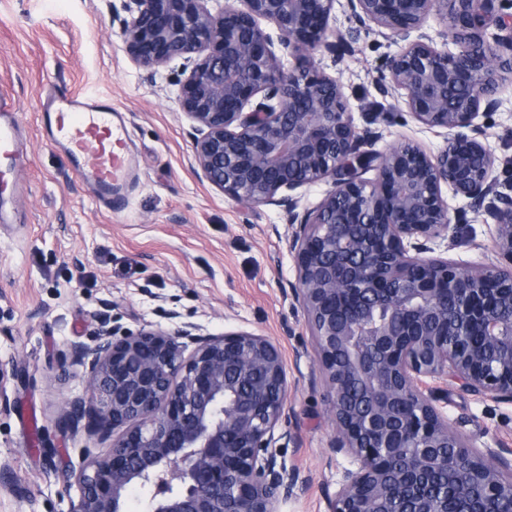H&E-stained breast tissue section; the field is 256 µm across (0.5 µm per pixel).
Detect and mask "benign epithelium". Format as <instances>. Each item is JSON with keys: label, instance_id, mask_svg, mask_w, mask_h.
I'll use <instances>...</instances> for the list:
<instances>
[{"label": "benign epithelium", "instance_id": "1", "mask_svg": "<svg viewBox=\"0 0 512 512\" xmlns=\"http://www.w3.org/2000/svg\"><path fill=\"white\" fill-rule=\"evenodd\" d=\"M119 2L124 49L147 77L182 60L175 102L200 175L236 201L280 208L292 228L293 292L317 340L332 450L352 462L330 512H394L399 500L403 512H512V461L477 451L440 410L450 381L512 404V184L499 182L475 124L499 106L482 87L512 77L505 0H345L356 27L334 41L335 0ZM434 10L453 51L423 31ZM263 21L300 59H337L361 28L399 39L383 92L405 91L417 122L446 131V148L372 150L379 133L356 127L336 78L288 67ZM326 179L331 190L299 212L298 190ZM444 184L494 220L496 261L434 255L436 240L452 246ZM70 358L85 393L61 402L58 428L85 421L112 435L106 453L62 472L79 490L70 512H125L132 486L149 512H277L294 495L298 475L277 464L274 437L287 374L268 337L105 322ZM450 472L451 489L429 490Z\"/></svg>", "mask_w": 512, "mask_h": 512}]
</instances>
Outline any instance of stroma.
Instances as JSON below:
<instances>
[{
	"label": "stroma",
	"mask_w": 512,
	"mask_h": 512,
	"mask_svg": "<svg viewBox=\"0 0 512 512\" xmlns=\"http://www.w3.org/2000/svg\"><path fill=\"white\" fill-rule=\"evenodd\" d=\"M122 23L108 0H0V91L23 123L28 166L22 194L0 188L7 223L0 224V367L10 406L0 411V512H68L77 488L61 470L108 441L55 426L64 398L82 395L72 345H95L101 316L124 327H172L170 312L206 332L246 330L281 349L288 379L285 413L275 429L279 463L301 488L278 512H329L350 462L334 454L335 426L318 348L291 286L297 268L292 229L273 206L237 202L195 172L189 123L174 101L171 78L180 61L147 79L123 49ZM401 45L377 30L362 31L352 53L315 63L343 85L356 126L373 117L374 148L418 143L429 155L446 146L408 112L401 90H377L380 66ZM110 97L127 127L137 178L123 210L96 203L67 158L48 147L37 112L50 87ZM496 112L479 117L496 174L512 181V81L498 90ZM463 212L455 246L437 255L480 264L494 260L493 221L444 190ZM477 450L501 449L512 459V406L477 399L448 386L443 406Z\"/></svg>",
	"instance_id": "obj_1"
}]
</instances>
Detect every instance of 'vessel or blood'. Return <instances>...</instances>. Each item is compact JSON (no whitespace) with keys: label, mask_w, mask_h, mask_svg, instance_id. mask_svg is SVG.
<instances>
[{"label":"vessel or blood","mask_w":512,"mask_h":512,"mask_svg":"<svg viewBox=\"0 0 512 512\" xmlns=\"http://www.w3.org/2000/svg\"><path fill=\"white\" fill-rule=\"evenodd\" d=\"M39 110L46 144L65 152L100 203L119 208L132 161L125 129L115 121L111 106L95 95L53 90ZM19 127L18 112L0 98V179L11 176L24 161Z\"/></svg>","instance_id":"obj_1"}]
</instances>
